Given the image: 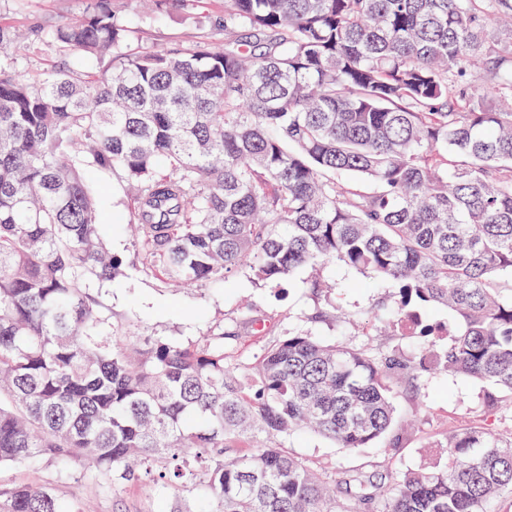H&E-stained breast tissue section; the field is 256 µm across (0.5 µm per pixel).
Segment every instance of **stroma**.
<instances>
[{
  "mask_svg": "<svg viewBox=\"0 0 512 512\" xmlns=\"http://www.w3.org/2000/svg\"><path fill=\"white\" fill-rule=\"evenodd\" d=\"M93 2L0 0V24L13 28L22 42L21 50L12 55L16 72L25 76L63 62V55L51 43L36 39L34 32L80 17ZM112 5L138 31L139 42L146 47L163 49L175 42L224 36L217 27L224 0H156L149 13L143 12L139 0H112ZM94 189L103 204L101 233L113 255L127 266L124 277L99 290L114 334L134 341L151 338L185 345L219 327L230 326L240 305L246 302L254 314L270 319L281 332L308 330L324 339L335 337L334 320L315 318L323 302L309 288V271L305 268L297 269L289 282L278 287L257 282L243 267L224 284L178 291L140 274L132 265V234L110 222L127 206L121 176L97 174ZM332 276L338 284L337 306L354 317L345 326V333L356 342H368L377 348L393 345V337L380 333L391 317L390 311L377 307L380 298L391 295L390 285L341 268L333 270ZM483 393V386L470 380L426 371L415 381L401 384L395 398L398 414L414 420L412 431H393L373 446L357 451H346L328 440L302 433L290 435L284 444L328 482L368 461L384 462L397 478L406 470L436 461L449 434L479 425ZM20 484L51 485L64 505L82 504L90 512H201L203 507L200 490H160L147 475L133 482L112 483L76 458L61 463L38 457L0 467V487Z\"/></svg>",
  "mask_w": 512,
  "mask_h": 512,
  "instance_id": "35a3bbf8",
  "label": "stroma"
}]
</instances>
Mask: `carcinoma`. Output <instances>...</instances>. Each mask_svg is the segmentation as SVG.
Here are the masks:
<instances>
[{
  "label": "carcinoma",
  "instance_id": "1",
  "mask_svg": "<svg viewBox=\"0 0 512 512\" xmlns=\"http://www.w3.org/2000/svg\"><path fill=\"white\" fill-rule=\"evenodd\" d=\"M218 26L134 48L96 0L40 32L65 65L20 77L0 59V467L79 457L129 481L165 458L156 483L202 487V512H489L512 496L492 420L512 404V0H224ZM18 44L0 25V53ZM98 170L127 182L138 270L164 285L341 264L394 287L391 336H437L447 308L435 368L492 388L485 423L394 484L364 465L328 485L283 439L373 445L427 354L271 323L244 370L237 331L123 342L98 297L124 272ZM0 512L83 509L25 484L0 488Z\"/></svg>",
  "mask_w": 512,
  "mask_h": 512
}]
</instances>
